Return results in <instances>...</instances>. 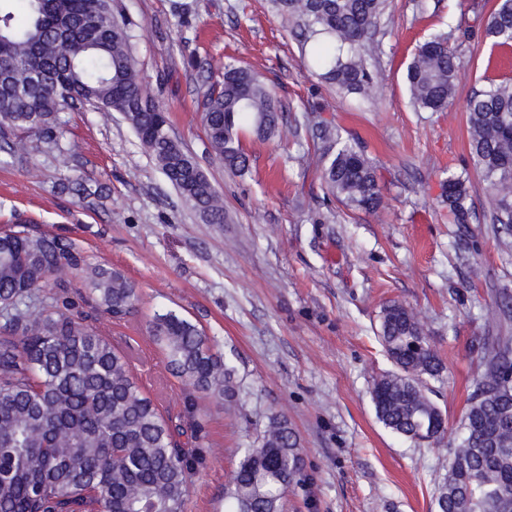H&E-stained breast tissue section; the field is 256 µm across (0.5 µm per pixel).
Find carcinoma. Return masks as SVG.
I'll return each mask as SVG.
<instances>
[{"instance_id": "obj_1", "label": "carcinoma", "mask_w": 512, "mask_h": 512, "mask_svg": "<svg viewBox=\"0 0 512 512\" xmlns=\"http://www.w3.org/2000/svg\"><path fill=\"white\" fill-rule=\"evenodd\" d=\"M15 24L0 7V141L11 151L30 138L56 145L57 114L71 102L119 112L166 180L205 224L224 223V200L196 159L169 133V117L145 92L132 38L115 0H28ZM309 47L308 67L365 98L378 95L367 60L386 0H271ZM485 37L512 45V0L489 13ZM448 36L421 43L406 83L414 109L443 112L460 78ZM282 107L252 69L224 62L206 90L202 122L225 167L248 170L240 131L274 134ZM469 150L495 189L491 223L512 233V83L490 81L467 104ZM328 144L321 178L329 195L372 213L383 192L376 169L336 128L314 122ZM445 202L468 224L466 179L450 174ZM83 280L98 308L120 320L137 288L93 264L72 242L24 230L0 231V512H186L202 424L193 399L187 420L163 415L137 384L129 354L75 310L70 280ZM150 335L169 371L222 407L235 397L232 370L199 327L170 310ZM378 338L397 371L373 382L378 420L391 432L445 446L440 410L423 385L441 370L426 329L398 302L383 307ZM512 339L490 336L482 371L436 493L438 512H512ZM228 484V512H281L287 489L306 481L303 450L284 418L272 416L259 445L240 449Z\"/></svg>"}]
</instances>
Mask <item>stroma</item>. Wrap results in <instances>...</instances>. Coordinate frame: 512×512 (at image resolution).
<instances>
[{
    "label": "stroma",
    "instance_id": "obj_1",
    "mask_svg": "<svg viewBox=\"0 0 512 512\" xmlns=\"http://www.w3.org/2000/svg\"><path fill=\"white\" fill-rule=\"evenodd\" d=\"M121 0L142 84L165 108L170 132L224 197L223 223H202L168 183L119 113L85 107L58 114V142L24 155L0 143V225L23 224L73 241L90 262L120 270L140 296L123 321L97 314L133 374L161 410L177 414L190 388L164 367L148 326L168 310L208 336L233 371L243 413L199 398L206 437L186 512H224L239 448L255 445L271 415L288 419L304 451L305 485L282 512H436L435 483L451 456L386 429L371 399L392 371L378 337L381 309L418 314L440 359L427 379L449 438H456L490 336L512 337V234L490 222L495 190L469 153L466 102L489 80H512V52L483 38L497 0H388L382 52L367 100L311 75L298 39L268 0ZM454 32L463 63L444 112L414 111L405 80L417 45ZM257 72L285 109L268 140L243 137L249 157L234 175L211 154L202 96L225 59ZM355 143L376 167L383 202L373 213L327 197L323 143L305 109ZM468 176L477 223L448 216L442 182ZM77 178L99 192L93 205L64 190Z\"/></svg>",
    "mask_w": 512,
    "mask_h": 512
}]
</instances>
